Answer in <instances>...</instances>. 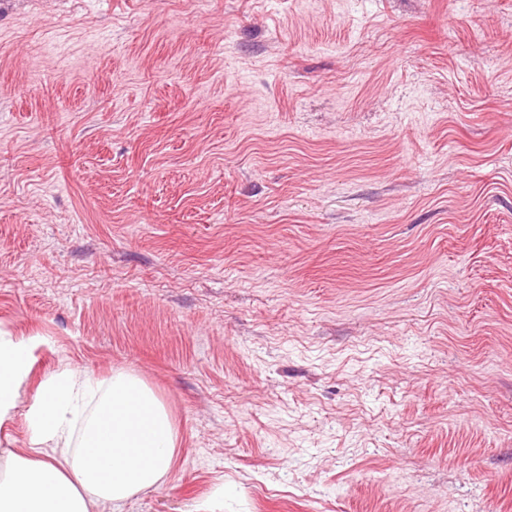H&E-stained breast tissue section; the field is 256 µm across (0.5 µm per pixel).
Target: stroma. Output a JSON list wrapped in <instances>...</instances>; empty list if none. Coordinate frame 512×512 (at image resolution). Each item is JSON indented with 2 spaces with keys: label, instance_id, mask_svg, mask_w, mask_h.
Instances as JSON below:
<instances>
[{
  "label": "stroma",
  "instance_id": "stroma-1",
  "mask_svg": "<svg viewBox=\"0 0 512 512\" xmlns=\"http://www.w3.org/2000/svg\"><path fill=\"white\" fill-rule=\"evenodd\" d=\"M0 330L167 408L91 512H512V0H0Z\"/></svg>",
  "mask_w": 512,
  "mask_h": 512
}]
</instances>
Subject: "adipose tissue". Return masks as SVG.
Masks as SVG:
<instances>
[{
    "instance_id": "1",
    "label": "adipose tissue",
    "mask_w": 512,
    "mask_h": 512,
    "mask_svg": "<svg viewBox=\"0 0 512 512\" xmlns=\"http://www.w3.org/2000/svg\"><path fill=\"white\" fill-rule=\"evenodd\" d=\"M32 348L0 333V425L28 377ZM29 446L0 451V512H90L156 487L169 471L176 432L160 399L117 370L98 381L49 376L26 414Z\"/></svg>"
}]
</instances>
